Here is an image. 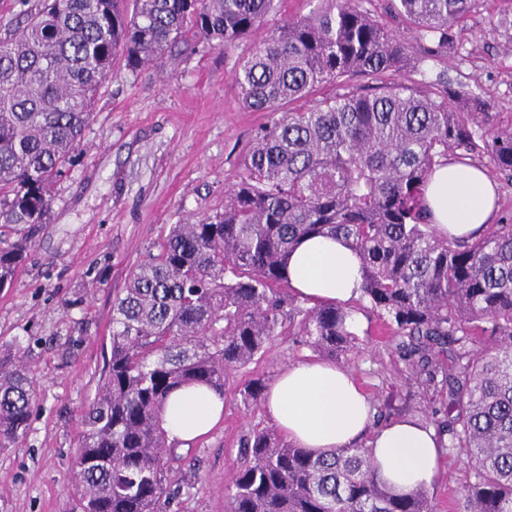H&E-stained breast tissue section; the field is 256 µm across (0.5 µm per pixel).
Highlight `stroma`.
<instances>
[{"label":"stroma","instance_id":"obj_1","mask_svg":"<svg viewBox=\"0 0 512 512\" xmlns=\"http://www.w3.org/2000/svg\"><path fill=\"white\" fill-rule=\"evenodd\" d=\"M455 44L429 61L454 86L481 95L512 124V6L478 0ZM252 49L177 44L158 67L132 71L116 59L97 95L92 122L55 188L48 224L11 287L0 290V356L20 354L36 378L37 404L26 434L0 448V512H75L72 479L80 439L77 413L93 399L110 351L112 301L131 268L169 225L224 208L242 157L270 116L243 108L234 73ZM360 349L350 368L374 404L424 418V400L405 379L396 338L360 313ZM310 350L279 328L269 352L236 371L224 418L193 442L184 489L168 512H226L224 489L242 439L269 425L264 406L244 404L241 385L273 382ZM429 489L436 512H463V456H447Z\"/></svg>","mask_w":512,"mask_h":512}]
</instances>
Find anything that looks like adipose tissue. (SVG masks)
Returning <instances> with one entry per match:
<instances>
[{
	"label": "adipose tissue",
	"instance_id": "1",
	"mask_svg": "<svg viewBox=\"0 0 512 512\" xmlns=\"http://www.w3.org/2000/svg\"><path fill=\"white\" fill-rule=\"evenodd\" d=\"M496 190L477 166H437L425 190L435 229L466 237L493 220ZM292 291L309 303L349 304L360 296L361 261L339 237L303 239L288 256ZM269 418L288 441L320 454L367 439L376 473L398 494L429 487L443 468L435 431L413 417L373 425L371 402L348 368L310 359L283 369L268 388ZM224 400L212 390L188 386L167 399L162 426L170 440L187 443L222 419Z\"/></svg>",
	"mask_w": 512,
	"mask_h": 512
}]
</instances>
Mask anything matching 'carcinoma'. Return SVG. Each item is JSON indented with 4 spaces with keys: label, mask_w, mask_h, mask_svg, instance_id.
Here are the masks:
<instances>
[{
    "label": "carcinoma",
    "mask_w": 512,
    "mask_h": 512,
    "mask_svg": "<svg viewBox=\"0 0 512 512\" xmlns=\"http://www.w3.org/2000/svg\"><path fill=\"white\" fill-rule=\"evenodd\" d=\"M428 43L416 68L454 43L476 0H389ZM366 0H318L261 37L235 83L271 120L252 140L224 211L191 217L147 247L112 303L111 350L82 408L78 512H166L179 496L161 414L178 388L224 395L231 373L262 358L277 329L341 363L357 348L352 313L306 306L286 266L298 242L340 236L361 259L360 299L399 339L408 380L428 398L448 453L467 459L464 512H512V223L472 240L440 237L425 203L448 156L485 159L512 181V127L490 103L459 98L445 74L407 83L409 47ZM275 0H41L0 38V289L50 222L102 83L121 54L135 71L200 38L232 47L259 33ZM336 94L289 104L325 84ZM267 385L240 390L257 405ZM34 378L0 357V447L29 425ZM227 512H434L428 491H390L372 450L314 455L256 426L225 487Z\"/></svg>",
    "instance_id": "cac0c4a2"
}]
</instances>
